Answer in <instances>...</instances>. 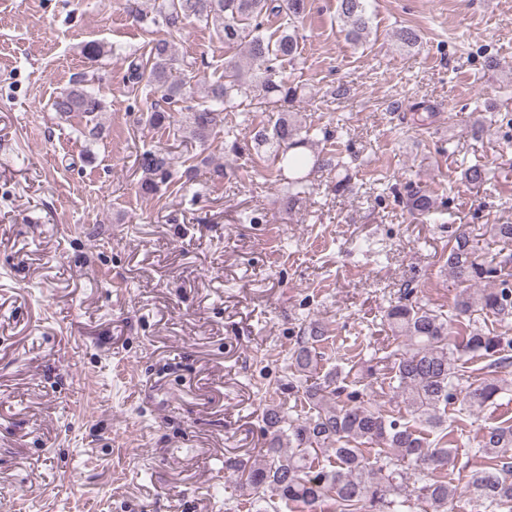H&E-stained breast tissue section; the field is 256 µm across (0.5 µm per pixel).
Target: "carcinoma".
Returning a JSON list of instances; mask_svg holds the SVG:
<instances>
[{"label": "carcinoma", "instance_id": "carcinoma-1", "mask_svg": "<svg viewBox=\"0 0 512 512\" xmlns=\"http://www.w3.org/2000/svg\"><path fill=\"white\" fill-rule=\"evenodd\" d=\"M369 0H336V13L345 39L358 46L372 33ZM308 0H162L153 24L168 34L179 32L193 19L213 28L229 49L239 54L224 61V75L197 79L200 95L186 89L181 75L193 68L188 56L176 52L172 40L154 39L142 52L112 54L128 62V81L160 94L150 107L148 125L171 127L172 113L188 115L186 132L205 143L214 129L224 128L230 149L243 154L238 124L224 122V113L236 112L241 99L254 90L276 104L296 100L298 86L282 71L284 62L299 56V24ZM284 14L287 26L276 37L265 35V20ZM403 48L419 42L417 31L401 27L395 33ZM61 117L80 114L93 124L88 135L100 134L98 114L102 99L79 80L53 101ZM254 148L271 150L275 173L286 178V203L292 209L313 187L315 173L333 166L334 155L311 150L310 129L292 121L282 109L274 123L257 131ZM141 190L157 193L165 183L178 194L197 181L198 165L180 161L154 149L143 153ZM461 184L474 188L492 185L488 168L475 164L462 170ZM406 207L429 216L437 210L435 199L419 186L406 191ZM493 241L512 245V224H488ZM448 275L462 290L448 313L430 309L410 299L408 290L389 303L383 318L392 335L404 344L393 356L353 362L345 370L319 371L322 330L310 322L291 355L294 369L288 389L295 393L292 414L276 403L278 391L269 394L263 410L265 447L249 468L241 472L239 490L255 512H280V504L294 512H451L467 498L470 512H512V424L503 422L481 429L477 443L480 467L466 475L464 486L448 480V444L455 441L448 424V407L459 416H475L493 404L512 382L493 375L467 374L469 361L484 357L490 366L507 362L499 356L502 337L487 333L476 316H512V285L497 288L486 282L498 266L480 261L473 238L459 228L448 240ZM388 386L393 406L387 408L372 395L374 384Z\"/></svg>", "mask_w": 512, "mask_h": 512}]
</instances>
